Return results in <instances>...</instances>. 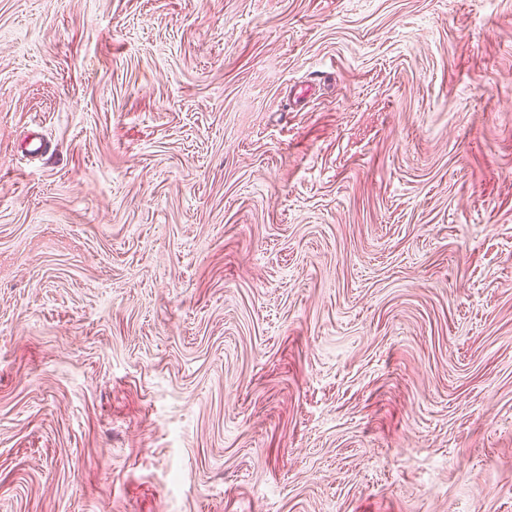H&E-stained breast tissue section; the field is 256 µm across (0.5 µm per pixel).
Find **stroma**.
<instances>
[{
    "label": "stroma",
    "mask_w": 512,
    "mask_h": 512,
    "mask_svg": "<svg viewBox=\"0 0 512 512\" xmlns=\"http://www.w3.org/2000/svg\"><path fill=\"white\" fill-rule=\"evenodd\" d=\"M0 512H512V0H0Z\"/></svg>",
    "instance_id": "stroma-1"
}]
</instances>
